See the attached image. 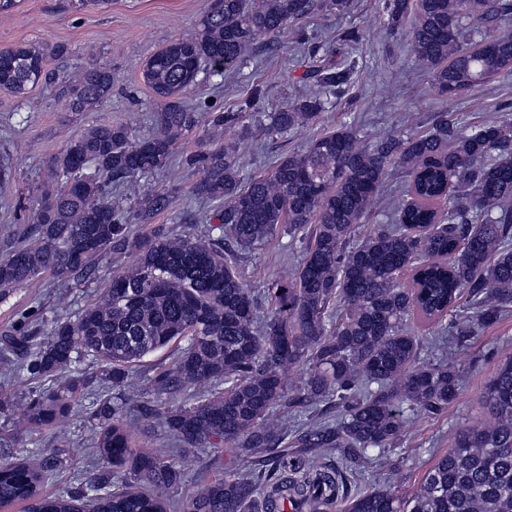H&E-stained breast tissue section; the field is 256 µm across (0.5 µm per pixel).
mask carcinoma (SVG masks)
Here are the masks:
<instances>
[{"mask_svg":"<svg viewBox=\"0 0 512 512\" xmlns=\"http://www.w3.org/2000/svg\"><path fill=\"white\" fill-rule=\"evenodd\" d=\"M349 8L350 0H219L198 35L175 39L145 61L143 83L158 102L150 134L100 125L50 160L51 190L0 257V296L46 272L64 283L83 280L112 252L138 255L91 304L65 310L41 341L22 325L0 336V354L25 359L38 382L27 402L36 428L56 429L89 388L71 375L73 364L90 357L107 371L112 397L100 401L95 417L108 472L90 480L88 500L69 492L44 497L50 465L4 462L1 504L23 501L28 512H167L156 490L179 484L182 474L139 447L127 418L132 369L171 346L172 365L157 368L152 386L191 405L170 408L159 421L177 445L215 452L214 476L186 500L185 512H282L284 501L294 512L331 507L369 452H395L405 412L440 414L460 398L455 362L422 358L423 337L407 323L417 317L461 343L473 325L493 326L512 306V101L497 106L496 120L463 127L455 114L442 113L430 130L406 136H362L341 124L247 179L238 143L202 146L186 158L200 174L191 193L214 203L219 220L202 236L157 228L139 240L125 200L108 190L166 168L181 136L202 124L217 133L245 112L264 110L265 91L255 84L231 110L200 111L184 98L200 75L234 68L258 40L289 26L305 45L304 18ZM379 13L391 34L408 36L439 94L464 95L512 76V34L495 32L512 15V0H380ZM356 73L354 60L314 63L303 79L315 92L243 128V136L320 122L328 98L353 89ZM47 79L43 48L0 52V90L22 97ZM111 91V69L84 66L67 85L66 104L80 112ZM395 166L406 173L411 201L398 208L395 223L354 238ZM168 204L165 192L146 194L137 219L146 224ZM285 234L306 243L305 255L290 278L267 288L262 316L236 251L260 250ZM405 271L412 273L407 285ZM463 294L469 314L457 309ZM290 366L307 370L295 391L284 378ZM483 398L490 419L457 430L453 447L412 490L371 487L344 512H512V357L497 366ZM322 402L336 406L335 420L288 433L271 419L276 407ZM226 444L249 463L248 473L224 470ZM290 448L316 453L290 458ZM333 449L346 467L321 460ZM114 478L122 488L111 491Z\"/></svg>","mask_w":512,"mask_h":512,"instance_id":"cac0c4a2","label":"carcinoma"}]
</instances>
